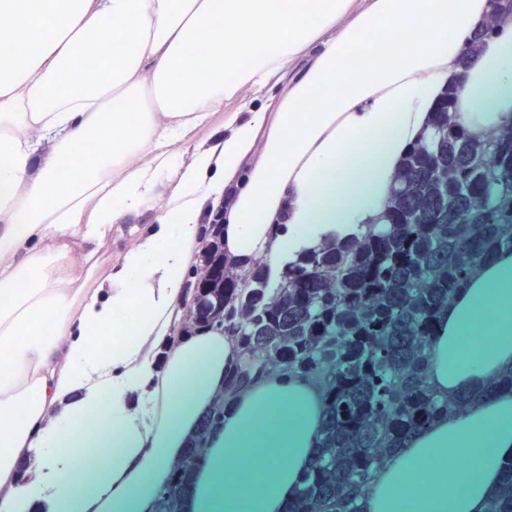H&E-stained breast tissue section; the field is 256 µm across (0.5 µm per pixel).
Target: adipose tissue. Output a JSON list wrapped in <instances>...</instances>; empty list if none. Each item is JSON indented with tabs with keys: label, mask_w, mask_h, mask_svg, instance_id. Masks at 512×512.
I'll list each match as a JSON object with an SVG mask.
<instances>
[{
	"label": "adipose tissue",
	"mask_w": 512,
	"mask_h": 512,
	"mask_svg": "<svg viewBox=\"0 0 512 512\" xmlns=\"http://www.w3.org/2000/svg\"><path fill=\"white\" fill-rule=\"evenodd\" d=\"M490 9L0 0V512H155L238 355L220 329L172 336L204 212L224 211L226 259L273 269L383 224L446 91L472 135L512 121V14L489 29ZM220 111L223 131L200 139ZM145 211L153 223L97 280L114 225ZM510 367L503 249L441 315L428 382L448 396ZM323 409L321 385L287 372L241 390L207 436L188 512H285ZM509 459L503 391L417 433L363 512H485Z\"/></svg>",
	"instance_id": "ef3b65f1"
}]
</instances>
